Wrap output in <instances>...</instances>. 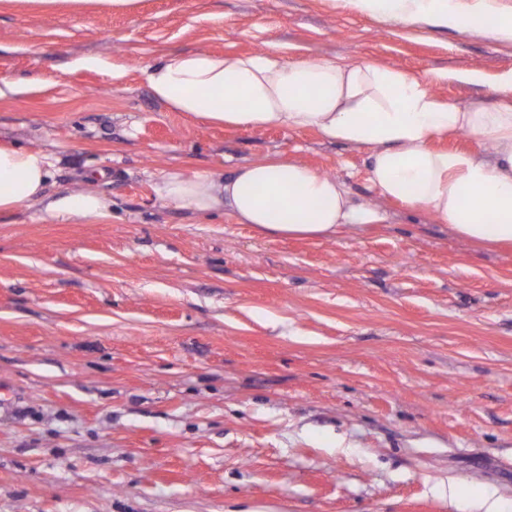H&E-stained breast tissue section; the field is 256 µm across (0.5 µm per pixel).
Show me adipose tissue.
I'll use <instances>...</instances> for the list:
<instances>
[{
  "instance_id": "adipose-tissue-1",
  "label": "adipose tissue",
  "mask_w": 512,
  "mask_h": 512,
  "mask_svg": "<svg viewBox=\"0 0 512 512\" xmlns=\"http://www.w3.org/2000/svg\"><path fill=\"white\" fill-rule=\"evenodd\" d=\"M397 22L492 32L512 40V12L494 0H344ZM154 97L171 111L233 127L313 129L325 138L371 147L369 178L386 198L419 207L461 239L512 245V74L502 101L467 109L443 101L417 78L375 62L288 61L273 52L198 51L144 69ZM466 132L492 144L484 157L445 148ZM53 158L44 150L0 145V213L43 207L50 216L98 220L110 200L96 191L52 195ZM160 198L198 213L229 210L268 237H323L381 221L346 186L297 161L265 157L231 175L185 177L156 185Z\"/></svg>"
}]
</instances>
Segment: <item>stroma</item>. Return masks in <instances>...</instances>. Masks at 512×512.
Segmentation results:
<instances>
[{"instance_id":"35a3bbf8","label":"stroma","mask_w":512,"mask_h":512,"mask_svg":"<svg viewBox=\"0 0 512 512\" xmlns=\"http://www.w3.org/2000/svg\"><path fill=\"white\" fill-rule=\"evenodd\" d=\"M270 49L374 61L461 108L512 71V41L342 0H0V76L21 84L0 144L52 154L54 193L105 171L112 201L0 215V512H473L488 489L512 512V248L384 198L371 148L213 127L143 72ZM275 154L384 222L271 238L153 190Z\"/></svg>"}]
</instances>
